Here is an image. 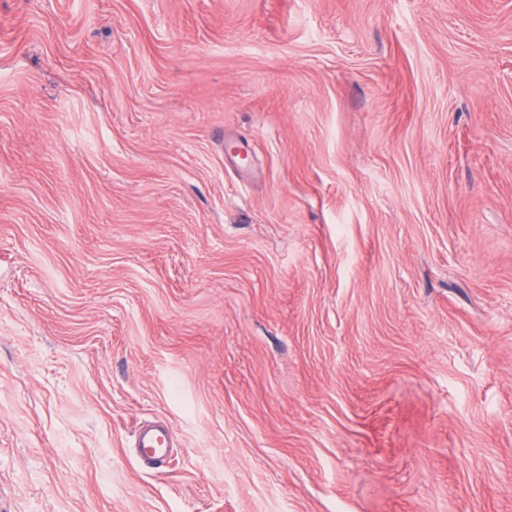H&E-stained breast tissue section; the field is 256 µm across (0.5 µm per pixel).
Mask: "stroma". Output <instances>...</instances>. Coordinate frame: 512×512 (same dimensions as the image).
Here are the masks:
<instances>
[{"mask_svg": "<svg viewBox=\"0 0 512 512\" xmlns=\"http://www.w3.org/2000/svg\"><path fill=\"white\" fill-rule=\"evenodd\" d=\"M0 512H512V0H0ZM170 442L169 429L158 423L146 425L140 429L136 439L137 448H145L141 453L142 461L148 466H161L164 461V452Z\"/></svg>", "mask_w": 512, "mask_h": 512, "instance_id": "1", "label": "stroma"}]
</instances>
